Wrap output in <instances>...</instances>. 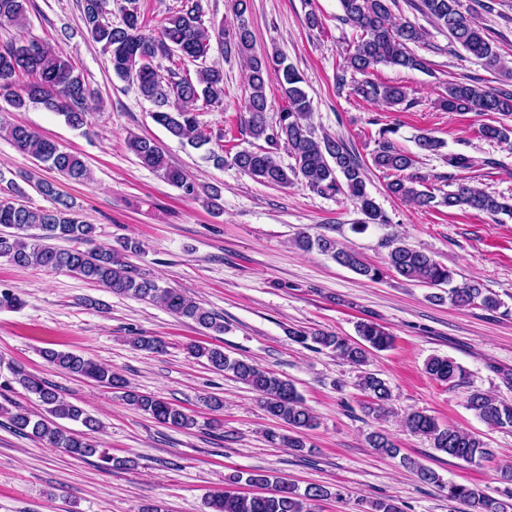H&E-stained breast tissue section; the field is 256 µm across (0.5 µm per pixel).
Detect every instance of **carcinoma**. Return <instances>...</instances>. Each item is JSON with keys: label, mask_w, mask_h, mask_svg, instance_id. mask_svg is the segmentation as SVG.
Instances as JSON below:
<instances>
[{"label": "carcinoma", "mask_w": 512, "mask_h": 512, "mask_svg": "<svg viewBox=\"0 0 512 512\" xmlns=\"http://www.w3.org/2000/svg\"><path fill=\"white\" fill-rule=\"evenodd\" d=\"M343 20L361 31L359 40L349 51L345 64L336 73V85L361 97L382 102L389 107L408 104V93L403 86L374 82L367 75L380 65L405 70L424 71L427 62L410 50L408 44L423 38L421 28L410 22L396 24L391 18V0H339ZM27 0H0V24L23 27L26 24ZM106 0H80L82 20L92 39L103 44L109 55L112 73L122 81L135 83L141 94L151 101L155 110L154 122L171 136L187 141L199 149L210 142L197 121V103L209 106L224 103V72L216 66L197 71L196 79L166 78L153 67L157 53L179 54L182 59L197 61L206 57L211 38L205 27L198 4L187 3L165 17L157 30L146 31L137 7L125 9L122 23L113 26L103 21ZM249 0H234L237 26L224 41V54L232 52L248 61L249 93L241 115V127L265 147L256 151L236 152L231 159L213 150L208 159L222 167L231 162L240 171L270 185H287L300 177L305 185L318 195L343 194L355 203L364 219L353 226L364 232L371 224H389L391 220L367 191L366 167L357 153L344 139L324 135L315 136L306 120L312 112V102L305 91L304 76L280 53H258L254 37L244 15ZM415 8L438 27L447 30L452 42L460 45L475 63L512 79V66L497 52L483 30L461 11L460 0H420ZM360 74L365 79L349 84L347 75ZM277 82L288 106L275 120H268L266 88ZM0 99L16 112L40 107L62 115L73 128L87 124L89 102L97 99V92L79 74L63 55V51L47 42L10 40L0 44ZM446 112H478L512 116V91L486 89L468 81L448 83L446 96L440 103ZM8 139L20 152L25 153L47 169L75 181L91 178L85 163L76 155L62 149L53 139L41 135L26 124H11L6 128ZM393 127L378 131L373 165L386 171H404L412 167L413 159L395 146L389 135ZM482 137L500 142L512 141V126L484 124ZM285 146L295 159V166L285 168L275 158L280 146ZM130 150L142 166L160 172L165 180L182 192L186 198L199 200L214 208L221 197L217 187L203 188L183 169L169 162L165 153L151 140L139 136L128 139ZM389 192L400 200L422 210L443 207L473 210L490 216L506 215L512 218V198L492 195L467 183L441 196L416 187L413 178H396L388 183ZM40 192L50 198L52 207L33 203L23 204L0 199V258L26 267L34 266L49 271H66L85 280L102 285L118 295L149 300L160 304L175 315L194 322L202 329L224 332V323L211 311L188 297L184 292L163 287L152 277L139 272L127 261L128 254L140 251L136 242L126 240L120 248L96 244V227L86 223L75 209L74 203L57 194L52 185L43 182ZM39 233L32 234L30 230ZM52 240L74 243L70 248L50 244ZM296 246L310 252L317 250L331 256L337 264L355 274L379 281L387 272L415 283L433 288L448 286V296L431 295L436 301L449 300L453 305L466 307L479 304L487 310H497L501 301L475 279L453 284L454 272L436 261L428 253L397 241L389 251L385 266L367 263L353 249L339 245L324 235L301 232ZM359 339L324 331H291L295 342L315 350H327L336 357L356 366L368 363L372 351H383L393 344V336L374 322L357 326ZM190 356L206 359L209 367L230 373L255 391L265 412L274 420L288 425V433L268 431V442L297 451L305 449L301 433L317 426L316 417L306 407L294 384L268 369L243 358H232L220 347H207L197 343L187 346ZM43 358L51 365L76 376L94 380L103 386L122 391V400L143 414L176 429H191L195 419L174 404L158 397L130 388L126 381L111 368L88 356L48 349ZM425 371L439 382L452 387L468 383L467 371L450 358L430 357ZM15 382L34 395L44 407L45 414L12 412L0 405V413L9 416L18 430L31 434L50 447L71 457L85 459L99 456L105 467L125 468L128 461L112 457L107 449L93 439L100 428L97 419L82 407L65 401L43 379L22 370L13 371ZM356 386L367 396L363 409L367 415L381 419L389 413L392 390L387 382L369 371H360ZM466 406L482 422L493 428H512V403L480 390H472ZM67 419L81 423L85 433L64 431L54 419ZM406 428L413 434L426 437L433 448L448 457L466 463H477L493 456V451L475 434L466 430L441 427L428 414L413 411L405 418ZM370 447L387 455L396 456L400 449L387 436L374 432L368 437ZM403 464L414 471L420 481L437 486L446 492L448 501L462 506L460 512H512V466L500 469V487L497 496L485 495L473 488L445 482L433 470L419 465L409 457ZM245 482L249 485L269 486L263 494L244 495L232 486ZM331 495L319 485L304 490L288 481L264 471L239 472L229 477L224 492L207 498L210 512H312V506Z\"/></svg>", "instance_id": "carcinoma-1"}]
</instances>
